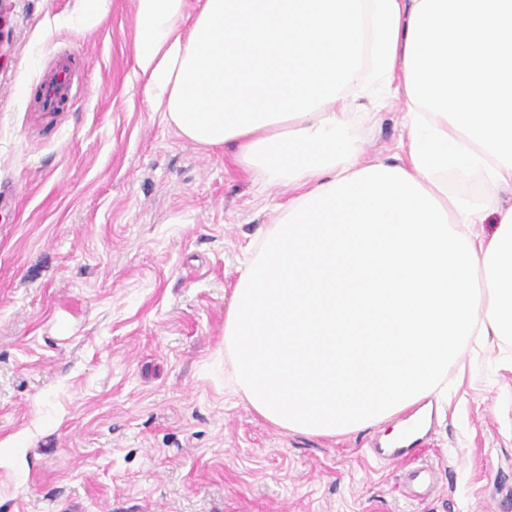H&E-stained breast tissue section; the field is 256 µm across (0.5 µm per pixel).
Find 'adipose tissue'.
Instances as JSON below:
<instances>
[{
	"mask_svg": "<svg viewBox=\"0 0 512 512\" xmlns=\"http://www.w3.org/2000/svg\"><path fill=\"white\" fill-rule=\"evenodd\" d=\"M200 2L134 0L147 95L295 188L224 315L234 393L319 437L442 404L464 342L512 338V205L448 193L512 190V0ZM388 91L407 155L360 161L347 134ZM475 178V179H473ZM471 180H477L479 183V189L476 192H471L466 189V184ZM448 191L450 194L459 196L465 200H469L472 202H484L487 200L488 196L492 193L494 194L499 200L501 201H507L509 200L511 202L512 194L508 191H502V190H492L482 182L481 178L479 176H473L471 178H468L466 180H460L455 175L452 176L451 174L448 175Z\"/></svg>",
	"mask_w": 512,
	"mask_h": 512,
	"instance_id": "obj_1",
	"label": "adipose tissue"
}]
</instances>
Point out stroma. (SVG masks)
Segmentation results:
<instances>
[{"label": "stroma", "mask_w": 512, "mask_h": 512, "mask_svg": "<svg viewBox=\"0 0 512 512\" xmlns=\"http://www.w3.org/2000/svg\"><path fill=\"white\" fill-rule=\"evenodd\" d=\"M79 0H0V512H512V340L465 344L416 458L389 426L280 430L230 390L224 313L292 189L181 136L145 93L133 0L95 28ZM82 81L48 117L60 53ZM405 104L354 126L363 161L403 159ZM435 472L429 465H420L406 472V483L418 489L417 497L424 498L434 489Z\"/></svg>", "instance_id": "35a3bbf8"}]
</instances>
